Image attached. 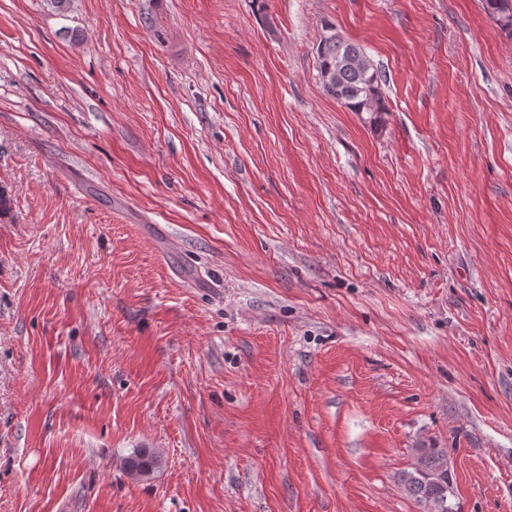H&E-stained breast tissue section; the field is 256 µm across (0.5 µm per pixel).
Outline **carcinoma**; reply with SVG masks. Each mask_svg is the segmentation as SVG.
Segmentation results:
<instances>
[{
	"mask_svg": "<svg viewBox=\"0 0 512 512\" xmlns=\"http://www.w3.org/2000/svg\"><path fill=\"white\" fill-rule=\"evenodd\" d=\"M484 8L499 26L512 32V0H483ZM318 72H330L327 79H321L324 93L344 103L353 112H366L376 122L387 111L382 96V74L374 65L365 70L336 69L337 61L348 55H365L364 49L344 39L335 28L324 33L316 47ZM417 463L413 470L401 476L404 490L416 500L430 506L431 512H454L448 503L452 495L448 455L443 448H418ZM158 465L153 453L141 448L127 457L124 466L134 476H147Z\"/></svg>",
	"mask_w": 512,
	"mask_h": 512,
	"instance_id": "1",
	"label": "carcinoma"
}]
</instances>
